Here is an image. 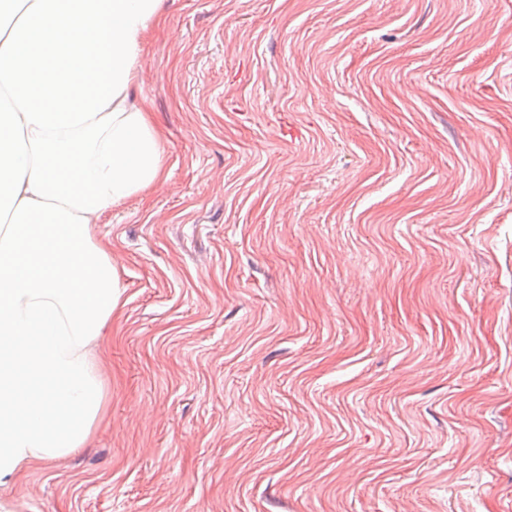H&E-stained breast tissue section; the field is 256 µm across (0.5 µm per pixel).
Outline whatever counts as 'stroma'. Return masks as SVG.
Here are the masks:
<instances>
[{
  "mask_svg": "<svg viewBox=\"0 0 512 512\" xmlns=\"http://www.w3.org/2000/svg\"><path fill=\"white\" fill-rule=\"evenodd\" d=\"M137 94L105 417L8 512H512V0H164Z\"/></svg>",
  "mask_w": 512,
  "mask_h": 512,
  "instance_id": "1",
  "label": "stroma"
}]
</instances>
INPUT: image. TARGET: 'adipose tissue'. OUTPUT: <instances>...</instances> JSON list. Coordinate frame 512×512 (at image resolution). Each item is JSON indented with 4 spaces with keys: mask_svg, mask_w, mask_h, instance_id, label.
<instances>
[{
    "mask_svg": "<svg viewBox=\"0 0 512 512\" xmlns=\"http://www.w3.org/2000/svg\"><path fill=\"white\" fill-rule=\"evenodd\" d=\"M163 0H0V486L87 443L91 348L120 308L96 219L157 187L161 135L132 95Z\"/></svg>",
    "mask_w": 512,
    "mask_h": 512,
    "instance_id": "obj_1",
    "label": "adipose tissue"
}]
</instances>
